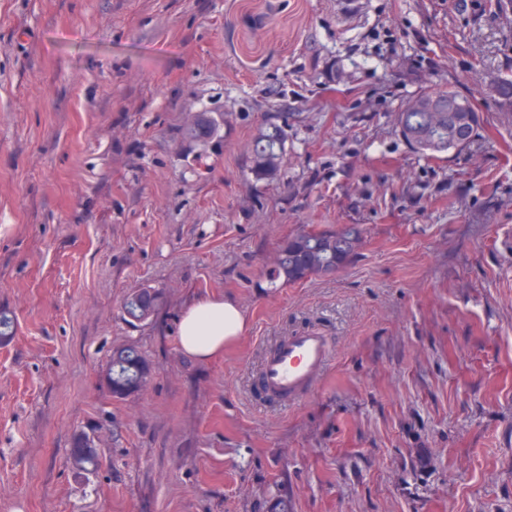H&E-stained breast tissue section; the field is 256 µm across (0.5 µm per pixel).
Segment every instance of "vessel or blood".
<instances>
[{
	"mask_svg": "<svg viewBox=\"0 0 512 512\" xmlns=\"http://www.w3.org/2000/svg\"><path fill=\"white\" fill-rule=\"evenodd\" d=\"M334 356L331 341L320 330L291 334L265 351L260 374L264 390L279 400L306 393Z\"/></svg>",
	"mask_w": 512,
	"mask_h": 512,
	"instance_id": "obj_1",
	"label": "vessel or blood"
}]
</instances>
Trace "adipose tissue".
Returning a JSON list of instances; mask_svg holds the SVG:
<instances>
[{"instance_id": "1", "label": "adipose tissue", "mask_w": 512, "mask_h": 512, "mask_svg": "<svg viewBox=\"0 0 512 512\" xmlns=\"http://www.w3.org/2000/svg\"><path fill=\"white\" fill-rule=\"evenodd\" d=\"M249 330L245 309L232 296L199 297L189 302L177 321L181 350L199 361L222 355Z\"/></svg>"}]
</instances>
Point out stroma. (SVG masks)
I'll return each mask as SVG.
<instances>
[{
  "label": "stroma",
  "instance_id": "stroma-1",
  "mask_svg": "<svg viewBox=\"0 0 512 512\" xmlns=\"http://www.w3.org/2000/svg\"><path fill=\"white\" fill-rule=\"evenodd\" d=\"M496 0H0V512H512V7ZM471 100L431 157L396 114ZM223 114L213 137L183 127ZM279 128L278 179L251 143ZM357 225L330 276L271 287L280 241ZM161 292L149 320L126 297ZM195 295L251 322L185 355ZM321 330L302 399L266 348ZM153 366L113 400L115 346ZM98 433L96 470L70 457ZM448 99L459 103L468 112H407L414 106L427 108L441 102L447 110ZM448 126L456 128L459 135L469 140L468 144L476 135L477 117L473 105L450 88L445 91L421 92L397 115V128L403 140L413 150L425 155L436 156L447 153L450 149H457L454 137H448ZM413 142L420 147L415 148ZM333 356V345L320 330L291 334L265 351L260 367L262 386L280 401L295 399L315 384ZM89 434L80 432L74 435L71 442L70 456L74 468L78 473H88L96 465V455L88 456L86 453V445ZM99 437L94 433L89 436L88 448L94 450L99 448Z\"/></svg>",
  "mask_w": 512,
  "mask_h": 512
}]
</instances>
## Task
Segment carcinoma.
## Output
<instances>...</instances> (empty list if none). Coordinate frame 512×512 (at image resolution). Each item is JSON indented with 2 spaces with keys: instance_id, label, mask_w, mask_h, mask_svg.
Returning a JSON list of instances; mask_svg holds the SVG:
<instances>
[{
  "instance_id": "carcinoma-1",
  "label": "carcinoma",
  "mask_w": 512,
  "mask_h": 512,
  "mask_svg": "<svg viewBox=\"0 0 512 512\" xmlns=\"http://www.w3.org/2000/svg\"><path fill=\"white\" fill-rule=\"evenodd\" d=\"M501 107H512V81L503 79L494 87ZM476 111L471 102L456 91H424L398 112L397 128L408 145L418 143L417 152L436 156L457 148L448 128L471 140L476 135ZM219 121L209 112H198L186 134L193 139L213 136ZM284 158V138L277 128L261 130L251 149V173L258 180L277 179ZM360 242V230L344 226L334 231H301L285 238L278 246L268 272L270 284L288 285L315 274L332 275L343 268L354 255ZM161 293L143 288L128 298L126 313L138 320L152 317L161 304ZM152 375L149 361L132 346L112 350L106 372L109 393L116 401L127 400L143 390ZM88 434L80 432L71 442L70 456L74 468L88 473L96 465V457L86 453Z\"/></svg>"
}]
</instances>
